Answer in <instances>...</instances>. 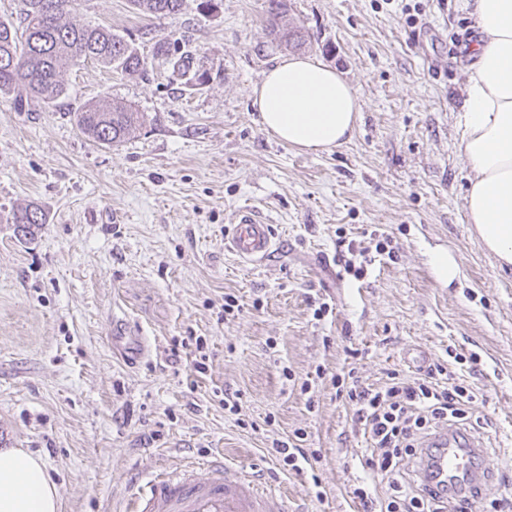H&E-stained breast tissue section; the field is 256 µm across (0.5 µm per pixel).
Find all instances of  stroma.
<instances>
[{
  "label": "stroma",
  "instance_id": "1",
  "mask_svg": "<svg viewBox=\"0 0 512 512\" xmlns=\"http://www.w3.org/2000/svg\"><path fill=\"white\" fill-rule=\"evenodd\" d=\"M200 2L158 20L128 0H79L70 21L133 40L146 73L88 61L64 74L53 106L0 95V447L42 458L60 512H124L130 477L217 454L256 472L288 512H351L365 442L330 381L310 401L301 383L320 366L376 385L453 348L478 356L455 372L484 396L473 414L489 423L478 435L499 470L473 512H494L512 497V271L465 217L456 115L474 18L459 0H290L306 55L361 103L351 139L316 155L267 133L252 106V87L289 54L268 33L265 0ZM187 50L204 83L174 68ZM107 98L144 115L114 147L73 117ZM27 204L46 222L22 240L9 217ZM244 204L279 242L258 265L224 249ZM372 230L396 256L354 278L338 242L368 243ZM439 249L460 269L448 285L431 265ZM228 294L240 314H225ZM322 299L334 311L317 320ZM116 316L141 330L146 357L113 353ZM191 336L206 342L205 373L181 345ZM227 392L239 414L225 411ZM299 429L311 466L287 472L272 441Z\"/></svg>",
  "mask_w": 512,
  "mask_h": 512
}]
</instances>
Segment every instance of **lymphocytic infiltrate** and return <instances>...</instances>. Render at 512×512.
<instances>
[{"mask_svg":"<svg viewBox=\"0 0 512 512\" xmlns=\"http://www.w3.org/2000/svg\"><path fill=\"white\" fill-rule=\"evenodd\" d=\"M315 375L330 380L368 443L369 480L352 492L360 512H447L444 494L422 485L403 461L417 457L420 444L437 429H472L477 396L465 380L440 362L419 368L410 379L390 372L378 386L362 384L351 370L330 375L319 368Z\"/></svg>","mask_w":512,"mask_h":512,"instance_id":"f902f5d3","label":"lymphocytic infiltrate"}]
</instances>
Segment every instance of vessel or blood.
<instances>
[{"label": "vessel or blood", "mask_w": 512, "mask_h": 512, "mask_svg": "<svg viewBox=\"0 0 512 512\" xmlns=\"http://www.w3.org/2000/svg\"><path fill=\"white\" fill-rule=\"evenodd\" d=\"M224 247L241 262H263L277 247L268 219L253 206L239 208L234 224L224 233ZM113 340L127 357L146 354L141 337L130 335L127 320L112 322ZM497 464L483 456L478 440L448 429L424 450L419 474L429 486L448 492L449 503L477 487L493 483ZM126 512H287L283 497L266 490L257 476L235 469L226 459L203 464L201 471L172 468L154 478L130 481Z\"/></svg>", "instance_id": "obj_1"}]
</instances>
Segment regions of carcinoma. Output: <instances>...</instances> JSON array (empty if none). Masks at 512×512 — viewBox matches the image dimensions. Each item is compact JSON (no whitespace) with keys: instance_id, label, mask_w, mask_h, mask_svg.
<instances>
[{"instance_id":"cac0c4a2","label":"carcinoma","mask_w":512,"mask_h":512,"mask_svg":"<svg viewBox=\"0 0 512 512\" xmlns=\"http://www.w3.org/2000/svg\"><path fill=\"white\" fill-rule=\"evenodd\" d=\"M76 0H22V26L0 21V94L17 93L26 101L50 106L63 97L62 73L82 61H95L116 72L134 76L146 72L135 44L105 26L78 27L67 22ZM134 10L149 18L177 14L183 0H130ZM287 0H267L269 33L293 49L306 39L301 31L281 24ZM77 127L100 145L122 143L141 126L143 114L122 103L104 100L74 113ZM14 232L32 238L46 223L33 205L13 212Z\"/></svg>"}]
</instances>
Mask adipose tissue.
Listing matches in <instances>:
<instances>
[{"mask_svg": "<svg viewBox=\"0 0 512 512\" xmlns=\"http://www.w3.org/2000/svg\"><path fill=\"white\" fill-rule=\"evenodd\" d=\"M479 36L472 45L459 147L470 175L469 223L499 267H512V0H463ZM265 130L290 147L328 152L348 141L361 107L355 89L321 60L288 56L252 90ZM60 493L43 460L0 448V512H59Z\"/></svg>", "mask_w": 512, "mask_h": 512, "instance_id": "ef3b65f1", "label": "adipose tissue"}]
</instances>
